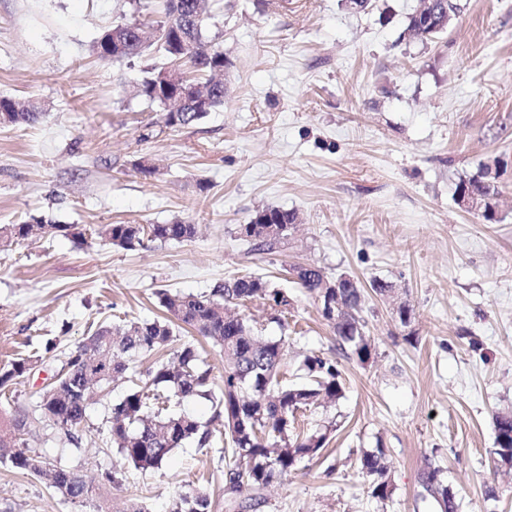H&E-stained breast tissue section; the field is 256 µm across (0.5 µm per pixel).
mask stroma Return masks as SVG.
Returning <instances> with one entry per match:
<instances>
[{"label": "stroma", "instance_id": "obj_1", "mask_svg": "<svg viewBox=\"0 0 512 512\" xmlns=\"http://www.w3.org/2000/svg\"><path fill=\"white\" fill-rule=\"evenodd\" d=\"M208 2V36L228 62L224 104L170 127L136 95L162 57L119 64L93 50L113 22L164 19V0H0V93L42 108L33 124H0V227L32 215L198 227L192 239L133 250L93 235L0 246V366L36 362L0 408L31 409L97 324L161 316L158 290L197 295L261 276L287 292L288 309L257 300L237 311L259 335L287 337L282 383L316 352L339 359L345 396L298 412L302 430L337 429L321 455L261 492L256 512H437L421 486L430 466L463 512H512V469L495 471L492 455L495 416L512 411V0H459L433 42L405 33L419 0L364 11L345 0ZM141 160L155 175L139 173ZM487 163L500 169L495 224L455 201L459 180ZM264 207L301 222L260 253L239 228ZM295 265L366 287L371 362L341 357ZM375 279L393 293L369 291ZM130 387L112 383L90 401L80 445L48 423L30 426L33 453L85 475L95 501L73 507L40 478L0 466V512H168L194 491L211 512H242L247 494L232 506L224 490V442L174 449L146 472L121 459L106 429ZM379 448L395 487L383 503L360 472ZM115 470L117 487L105 478Z\"/></svg>", "mask_w": 512, "mask_h": 512}]
</instances>
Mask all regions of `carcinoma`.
Segmentation results:
<instances>
[{
  "label": "carcinoma",
  "instance_id": "1",
  "mask_svg": "<svg viewBox=\"0 0 512 512\" xmlns=\"http://www.w3.org/2000/svg\"><path fill=\"white\" fill-rule=\"evenodd\" d=\"M202 0H191L195 20L178 16L174 0H165L167 20L146 25L138 20L118 23L120 38L129 47L142 45L139 55L160 53L164 63L147 70L139 83V95L149 105H158V78L167 66L182 61L191 64L200 75L224 70V53L212 49L198 55L194 43L202 40L210 46L206 35L211 17L205 15ZM448 32L428 23L420 11L407 17L405 33L420 40L433 39ZM95 53L107 60L122 63L124 56L112 54V29L105 30L94 44ZM201 109L189 98L182 115L175 122L166 119L171 127L191 125L215 108L224 104V91L211 89ZM41 112L33 102L15 97H0V124L29 125L38 120ZM478 174L462 179L455 195L465 191L486 197L492 209L481 217L487 223L500 221L496 209L497 186L484 184ZM268 212L282 229L280 237L288 236L297 221L294 211L270 208ZM61 233L72 238L84 237L76 224H42L40 218L29 217L19 224L9 225L8 234L0 235L6 245L21 244L46 235ZM96 236L125 250H134L148 237L161 242H182L194 237L195 225L182 221L170 224H99L92 229ZM297 284L305 292L324 302L322 282L325 278L319 267L294 268ZM284 292L271 287L260 276H241L217 283L207 294L180 295L166 290L157 291L160 306L168 317L146 321H130L113 328L101 325L87 337L63 362L53 381L37 392L32 413L18 412L9 421L0 416V448H12L0 463L11 468L43 476L54 492L72 503H85L93 494V487L83 476L52 465L51 462L30 454L27 449L29 415L50 423L71 445H79L80 429L85 421L88 395L91 387L106 391L112 382L125 378L132 370L133 358L141 353L158 354L175 342V361L157 359L146 371L144 385L134 388L112 405L107 435L112 447L122 459L137 470L147 471L162 465L169 453L184 443L210 448L217 440L216 432L223 431L230 445L231 457L224 473L225 490L238 494L243 490L258 492L287 475L305 458L319 455L329 442L334 424L312 433L295 431L297 412L323 401L344 398L339 362L330 357L312 353L304 357L300 370L302 380L284 385L279 379V366L285 355V342L263 339L253 333L246 318L225 311L224 303L233 300H262L275 307L281 303ZM364 289L343 288L339 302L354 315L343 317L334 325L336 343L343 356L360 364L372 357L371 344L363 334L360 316ZM190 327L203 337L214 341L224 350V379L222 387L214 388L212 371L202 357L197 337L183 339L176 334L175 323ZM32 369V360L22 358L8 369L0 370V390ZM203 399L210 403L212 415L206 422L194 416L171 409V402ZM497 463L512 467V413L496 416ZM385 453L379 448L366 453L360 460V469L369 483L371 496L385 502L392 498L394 488L384 463ZM422 487L439 512H460L456 495L439 479L437 469L422 473ZM210 501L200 493H180L172 501L170 512H209Z\"/></svg>",
  "mask_w": 512,
  "mask_h": 512
}]
</instances>
